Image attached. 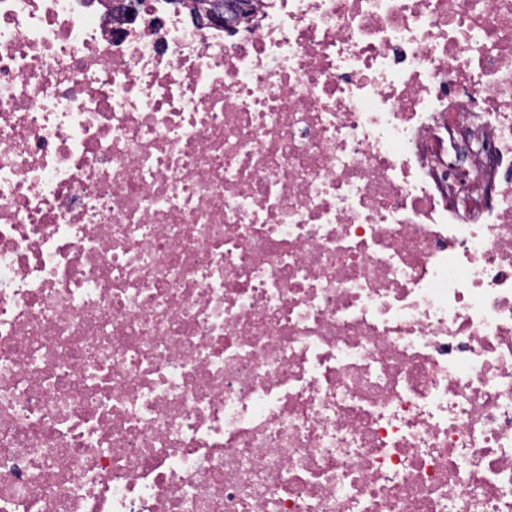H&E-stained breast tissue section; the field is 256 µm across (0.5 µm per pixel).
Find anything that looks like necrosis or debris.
Returning a JSON list of instances; mask_svg holds the SVG:
<instances>
[{
  "label": "necrosis or debris",
  "mask_w": 512,
  "mask_h": 512,
  "mask_svg": "<svg viewBox=\"0 0 512 512\" xmlns=\"http://www.w3.org/2000/svg\"><path fill=\"white\" fill-rule=\"evenodd\" d=\"M0 0V512H512V0ZM231 14V11L225 12V5L223 0H209V2H205V5L202 7V13L198 17L196 24L199 27H206L212 25H221L225 22L228 23L229 19L228 15Z\"/></svg>",
  "instance_id": "4bbe7bcc"
}]
</instances>
